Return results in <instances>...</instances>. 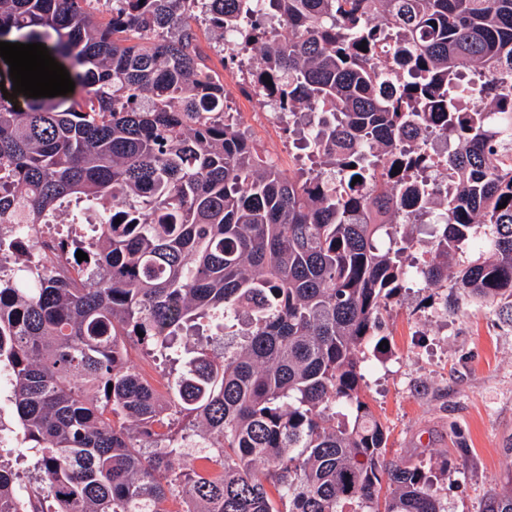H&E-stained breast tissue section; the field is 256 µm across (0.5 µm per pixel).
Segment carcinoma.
<instances>
[{
  "instance_id": "obj_1",
  "label": "carcinoma",
  "mask_w": 512,
  "mask_h": 512,
  "mask_svg": "<svg viewBox=\"0 0 512 512\" xmlns=\"http://www.w3.org/2000/svg\"><path fill=\"white\" fill-rule=\"evenodd\" d=\"M197 21L307 117L310 167L284 174L239 128ZM0 39L75 82L23 109L0 94V366L38 470L22 493L0 458V512H446L425 469L387 458L361 353L427 213L424 287L470 241L456 284L512 320V0H0ZM432 133L451 189L425 176ZM103 200L77 232L70 206Z\"/></svg>"
}]
</instances>
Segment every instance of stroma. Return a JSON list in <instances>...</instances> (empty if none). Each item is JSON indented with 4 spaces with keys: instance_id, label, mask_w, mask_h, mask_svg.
<instances>
[{
    "instance_id": "1",
    "label": "stroma",
    "mask_w": 512,
    "mask_h": 512,
    "mask_svg": "<svg viewBox=\"0 0 512 512\" xmlns=\"http://www.w3.org/2000/svg\"><path fill=\"white\" fill-rule=\"evenodd\" d=\"M206 65L258 149L297 168V133L268 114L241 70L224 65L211 29L196 25ZM456 288L413 287L390 300L362 398L388 434L390 455L431 470L448 512H483L490 491L512 488V321L500 303L460 300Z\"/></svg>"
}]
</instances>
